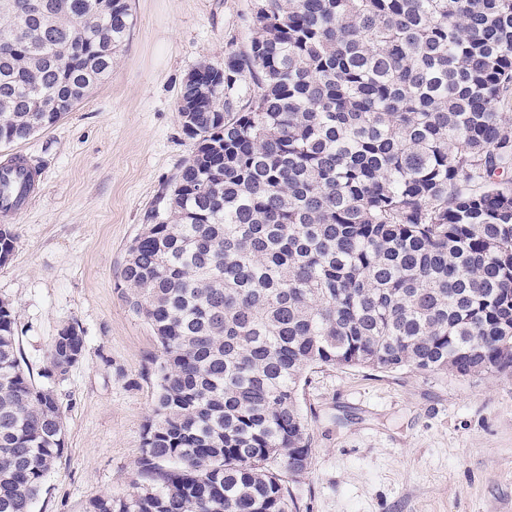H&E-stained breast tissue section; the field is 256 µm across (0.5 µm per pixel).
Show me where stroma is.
Here are the masks:
<instances>
[{
    "mask_svg": "<svg viewBox=\"0 0 512 512\" xmlns=\"http://www.w3.org/2000/svg\"><path fill=\"white\" fill-rule=\"evenodd\" d=\"M128 3L131 28L103 83L56 124L0 145V160L23 153L41 173L33 204L7 220L16 247L0 266L35 383L65 325L87 336L81 364L53 384L65 448L33 512H87L138 480L160 351L124 301L123 260L194 148L177 112L185 77L247 50L255 0ZM299 401L310 466L284 478L299 512H512V373L322 367Z\"/></svg>",
    "mask_w": 512,
    "mask_h": 512,
    "instance_id": "1",
    "label": "stroma"
}]
</instances>
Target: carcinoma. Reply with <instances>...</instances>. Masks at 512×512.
<instances>
[{"label": "carcinoma", "instance_id": "carcinoma-1", "mask_svg": "<svg viewBox=\"0 0 512 512\" xmlns=\"http://www.w3.org/2000/svg\"><path fill=\"white\" fill-rule=\"evenodd\" d=\"M11 2L0 144L82 103L131 27L127 0H41L24 26ZM196 70L195 149L121 272L161 349L139 483L88 512H297L307 370L512 369V0H257L248 49ZM15 243L1 224L0 265ZM85 343L64 327L45 376ZM64 444L1 299L0 512H32Z\"/></svg>", "mask_w": 512, "mask_h": 512}]
</instances>
